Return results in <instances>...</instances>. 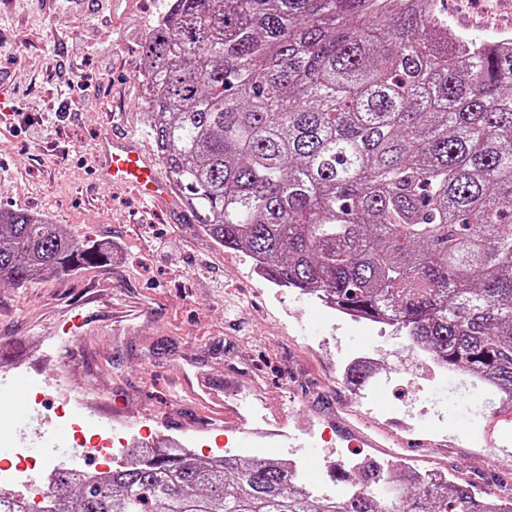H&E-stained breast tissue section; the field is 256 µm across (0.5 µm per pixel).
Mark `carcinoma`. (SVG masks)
<instances>
[{
  "mask_svg": "<svg viewBox=\"0 0 512 512\" xmlns=\"http://www.w3.org/2000/svg\"><path fill=\"white\" fill-rule=\"evenodd\" d=\"M143 54L145 125L214 242L512 405V35L456 33L440 0H168ZM108 254L0 208L1 285ZM128 455L58 470L40 507L0 490V512H512V481L407 473L386 501L371 471L317 499L269 459Z\"/></svg>",
  "mask_w": 512,
  "mask_h": 512,
  "instance_id": "carcinoma-1",
  "label": "carcinoma"
}]
</instances>
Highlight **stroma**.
Masks as SVG:
<instances>
[{
  "instance_id": "35a3bbf8",
  "label": "stroma",
  "mask_w": 512,
  "mask_h": 512,
  "mask_svg": "<svg viewBox=\"0 0 512 512\" xmlns=\"http://www.w3.org/2000/svg\"><path fill=\"white\" fill-rule=\"evenodd\" d=\"M166 0H123L119 21L91 31L86 5L60 12L53 0H0V76L29 134L0 138V206L48 217L77 238L110 247V259L69 275L0 287V378L27 377L47 407L24 423L0 415V439L31 448L56 426L50 402L87 401L89 430L113 428L181 444L204 438L205 458L246 447L234 421L210 415L196 393L228 402L247 396V415L287 416L309 426V447L285 448L316 494L340 496L343 461L424 465L478 490L512 476V425L499 423L482 389L460 388L461 372L430 376L405 332L369 321L333 322L310 296L272 284L240 251L214 243L196 224L152 218L136 193L99 189L91 146L105 127L154 142L144 125L142 46ZM449 24L485 40L512 31V0H443ZM111 46L112 69L90 58L72 88L46 69L51 55L88 40ZM95 98L70 112L73 94ZM112 286L96 291L98 281ZM378 353L386 366L357 388L348 357ZM344 418L372 448L336 446Z\"/></svg>"
}]
</instances>
